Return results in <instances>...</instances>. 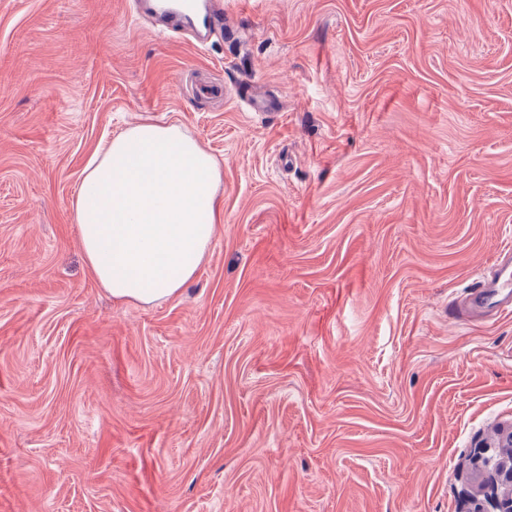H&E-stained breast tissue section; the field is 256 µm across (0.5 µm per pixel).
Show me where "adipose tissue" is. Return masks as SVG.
I'll list each match as a JSON object with an SVG mask.
<instances>
[{
	"label": "adipose tissue",
	"instance_id": "adipose-tissue-1",
	"mask_svg": "<svg viewBox=\"0 0 512 512\" xmlns=\"http://www.w3.org/2000/svg\"><path fill=\"white\" fill-rule=\"evenodd\" d=\"M221 180L217 160L176 125L134 126L95 153L74 219L100 286L141 305L178 295L207 256Z\"/></svg>",
	"mask_w": 512,
	"mask_h": 512
}]
</instances>
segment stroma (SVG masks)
<instances>
[{"label": "stroma", "instance_id": "35a3bbf8", "mask_svg": "<svg viewBox=\"0 0 512 512\" xmlns=\"http://www.w3.org/2000/svg\"><path fill=\"white\" fill-rule=\"evenodd\" d=\"M0 0V512H470L512 429V0ZM257 93L279 105L248 111ZM221 164L178 296L116 303L72 203L146 121ZM153 0H132L137 13L152 14L162 19L170 30L181 32L180 28H187L200 39L205 40L211 35L224 32V1L199 0L201 6L193 1H186L181 6L185 11L197 14L201 26H197L189 17L179 10L159 12L152 5ZM142 15V14H141ZM492 276L477 282L469 300L475 310H511L512 305V256H499Z\"/></svg>", "mask_w": 512, "mask_h": 512}]
</instances>
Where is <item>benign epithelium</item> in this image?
Returning <instances> with one entry per match:
<instances>
[{
	"label": "benign epithelium",
	"instance_id": "1",
	"mask_svg": "<svg viewBox=\"0 0 512 512\" xmlns=\"http://www.w3.org/2000/svg\"><path fill=\"white\" fill-rule=\"evenodd\" d=\"M479 488L496 512H512V432L493 449L480 448L473 455Z\"/></svg>",
	"mask_w": 512,
	"mask_h": 512
}]
</instances>
